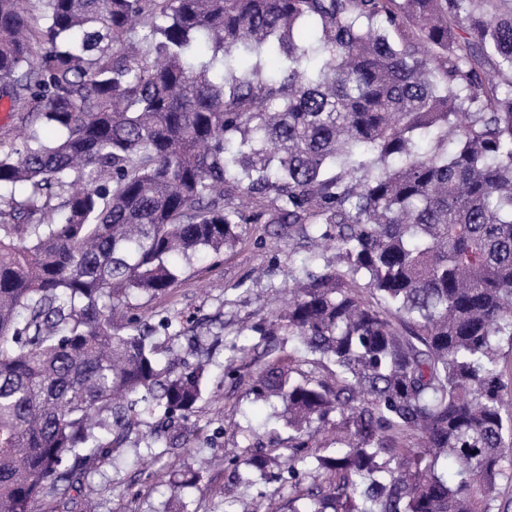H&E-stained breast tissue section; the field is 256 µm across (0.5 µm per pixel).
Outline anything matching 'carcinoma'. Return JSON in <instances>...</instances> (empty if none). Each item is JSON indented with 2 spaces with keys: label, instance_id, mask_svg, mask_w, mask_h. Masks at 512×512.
I'll return each instance as SVG.
<instances>
[{
  "label": "carcinoma",
  "instance_id": "cac0c4a2",
  "mask_svg": "<svg viewBox=\"0 0 512 512\" xmlns=\"http://www.w3.org/2000/svg\"><path fill=\"white\" fill-rule=\"evenodd\" d=\"M0 88L27 124L0 149V512L66 493L83 448L183 443L210 357L161 364L128 300L249 224L309 264L224 369L295 340L330 379L255 372L288 456L249 448L237 479L288 487V512H496L512 0H0Z\"/></svg>",
  "mask_w": 512,
  "mask_h": 512
}]
</instances>
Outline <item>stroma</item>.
<instances>
[{
  "label": "stroma",
  "mask_w": 512,
  "mask_h": 512,
  "mask_svg": "<svg viewBox=\"0 0 512 512\" xmlns=\"http://www.w3.org/2000/svg\"><path fill=\"white\" fill-rule=\"evenodd\" d=\"M308 257L302 239L273 224H254L223 254L178 260L180 277L164 295L149 302L132 299L130 315L174 314L203 345L216 348L192 418L201 428L197 445L153 458L144 448L103 449L91 458L77 489L39 498L33 512H70L85 499L95 512H288V493L278 483L233 485L229 469L219 463L225 452L247 446L252 428L262 436L277 429V447L288 445L287 428H276L271 419L272 404L254 401L249 393L254 365L240 364L234 376H225L223 348L238 340L243 326L272 315L280 304L275 285ZM194 471L200 474L196 485L179 487L182 476Z\"/></svg>",
  "instance_id": "1"
}]
</instances>
